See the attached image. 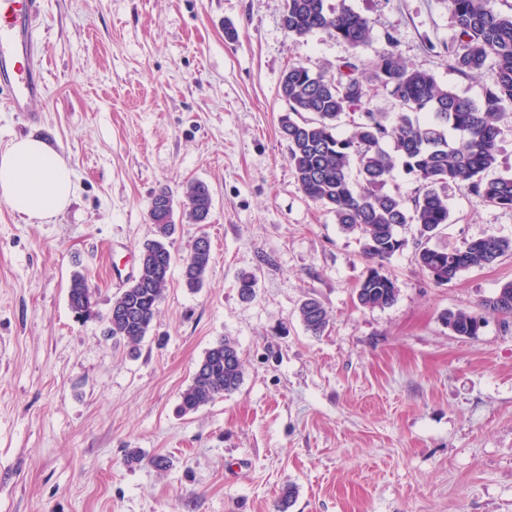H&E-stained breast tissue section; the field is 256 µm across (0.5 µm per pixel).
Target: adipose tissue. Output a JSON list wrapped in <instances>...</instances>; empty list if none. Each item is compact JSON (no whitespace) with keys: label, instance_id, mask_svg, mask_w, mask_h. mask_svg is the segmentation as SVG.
Returning <instances> with one entry per match:
<instances>
[{"label":"adipose tissue","instance_id":"ef3b65f1","mask_svg":"<svg viewBox=\"0 0 512 512\" xmlns=\"http://www.w3.org/2000/svg\"><path fill=\"white\" fill-rule=\"evenodd\" d=\"M74 193L72 169L43 139L20 138L0 151V200L25 222L49 221Z\"/></svg>","mask_w":512,"mask_h":512}]
</instances>
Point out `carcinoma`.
Returning a JSON list of instances; mask_svg holds the SVG:
<instances>
[{
	"instance_id": "obj_1",
	"label": "carcinoma",
	"mask_w": 512,
	"mask_h": 512,
	"mask_svg": "<svg viewBox=\"0 0 512 512\" xmlns=\"http://www.w3.org/2000/svg\"><path fill=\"white\" fill-rule=\"evenodd\" d=\"M449 2L457 35L444 46L445 56L464 77L492 67L494 85L479 102L465 98L440 84L430 72L407 65L389 34V49L369 62V70L371 80L397 104L399 112L392 114L373 105L364 63L358 56V49L371 39L369 19L345 4L329 12L325 0H285L282 26L288 35L299 39L326 30L352 50L330 77L301 64L284 72L279 93L288 104V113L280 120V133L288 142V161L305 197L362 242L371 266L356 288V297L370 309L389 307L398 299L397 280L384 272V266L406 246L400 230L409 224L417 227L420 237L418 265L438 284L512 254V240L491 236L453 249L423 243L449 221L444 188L450 184L482 204L512 210V176H489L498 166L499 118L512 107V13L496 10L495 0ZM345 117L352 126L348 135L339 131ZM397 168L415 183L407 197L386 189ZM211 202L209 185L193 181L183 193V214L194 224H204ZM148 219L154 226V239L140 250L137 276L112 301L119 316L106 319L105 335L133 346L151 327L174 263L169 249L176 228L174 197L167 188L152 194ZM211 259L210 241L201 235L182 258L185 288L191 292L202 288ZM256 285L253 272L237 277L244 299L253 297ZM94 297L95 289L87 278L73 274L68 289L72 312L79 317L92 315ZM298 315L305 330L315 336L329 325L327 310L315 299L304 301ZM488 315L512 316V282L483 303V313L449 311L444 322L454 334L473 337L478 334L476 320ZM243 377L236 343L228 337L217 340L180 395L181 413L195 412L237 390Z\"/></svg>"
}]
</instances>
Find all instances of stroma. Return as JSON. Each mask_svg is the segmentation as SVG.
Here are the masks:
<instances>
[{
    "label": "stroma",
    "mask_w": 512,
    "mask_h": 512,
    "mask_svg": "<svg viewBox=\"0 0 512 512\" xmlns=\"http://www.w3.org/2000/svg\"><path fill=\"white\" fill-rule=\"evenodd\" d=\"M368 17L370 61L395 38L403 60L481 100L493 69L451 71L449 0H326ZM284 0H42L48 84L29 122L0 98V150L33 135L74 172L75 194L46 224L0 201V512H512V318L478 336L448 311L481 312L512 282V255L435 283L407 246L385 264L400 288L367 309L355 235L301 192L279 132L283 73H335L350 50L327 31L295 39ZM211 190L207 223L180 218L176 257L211 242L203 287L173 266L137 349L106 339L114 296L153 236L154 190ZM450 219L429 245L512 238V211L451 186ZM256 272L242 300L237 276ZM94 313L68 305L74 273ZM330 316L318 336L297 311ZM233 339L244 378L184 414L180 394L205 351ZM138 449L143 460L128 465ZM169 457L159 471L149 460ZM292 494L288 510L281 499ZM298 315L305 330L315 336L323 333L329 325L327 310L315 299L304 301L298 308Z\"/></svg>",
    "instance_id": "obj_1"
}]
</instances>
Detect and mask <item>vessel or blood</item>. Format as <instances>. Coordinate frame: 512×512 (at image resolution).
<instances>
[{
  "mask_svg": "<svg viewBox=\"0 0 512 512\" xmlns=\"http://www.w3.org/2000/svg\"><path fill=\"white\" fill-rule=\"evenodd\" d=\"M40 14L41 0H0V93L26 119L47 91L34 37Z\"/></svg>",
  "mask_w": 512,
  "mask_h": 512,
  "instance_id": "b4317fda",
  "label": "vessel or blood"
}]
</instances>
